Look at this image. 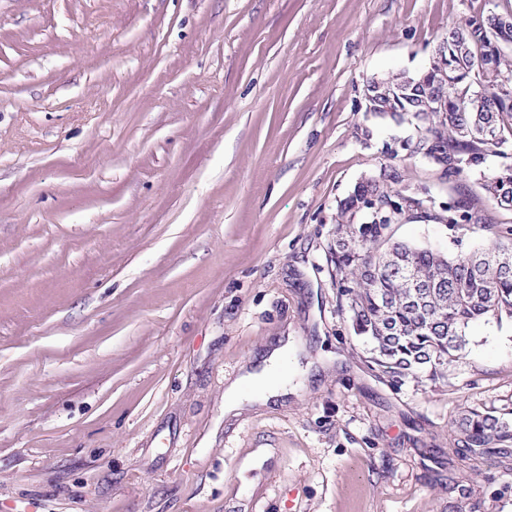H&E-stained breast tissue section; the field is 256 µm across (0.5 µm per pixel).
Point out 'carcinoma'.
<instances>
[{
  "label": "carcinoma",
  "instance_id": "1",
  "mask_svg": "<svg viewBox=\"0 0 512 512\" xmlns=\"http://www.w3.org/2000/svg\"><path fill=\"white\" fill-rule=\"evenodd\" d=\"M474 37L466 55L456 53L457 37ZM512 29H497L485 15L448 30L437 44L429 68L419 75L391 73L379 78L374 114L416 123L406 144L411 157L442 167V175H477L485 196L512 211V164L493 173L483 165L490 155L512 153ZM486 77L475 74L477 61ZM402 85L411 93L389 104ZM399 176L370 178L340 202L336 241L330 249L332 277L344 300L354 334L369 346L371 359L391 381L427 373L435 377L460 358L469 326L479 320L512 319V251L491 239L469 254L447 255L395 238L393 225L417 219L453 226L484 224L483 205L452 198L444 214L431 213L424 200L393 188ZM406 264L419 287L411 288L393 268ZM455 452L465 458L494 459L512 465V410L473 408L455 421Z\"/></svg>",
  "mask_w": 512,
  "mask_h": 512
}]
</instances>
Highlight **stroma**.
Segmentation results:
<instances>
[{"label":"stroma","instance_id":"1","mask_svg":"<svg viewBox=\"0 0 512 512\" xmlns=\"http://www.w3.org/2000/svg\"><path fill=\"white\" fill-rule=\"evenodd\" d=\"M503 2L0 0V512H512V470L450 434L512 407V319L396 385L329 262L365 178L436 213L483 197L408 158L365 84ZM486 215L395 235L511 245L512 212ZM287 335L288 395L225 414Z\"/></svg>","mask_w":512,"mask_h":512}]
</instances>
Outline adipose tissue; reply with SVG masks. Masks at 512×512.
Listing matches in <instances>:
<instances>
[{"mask_svg": "<svg viewBox=\"0 0 512 512\" xmlns=\"http://www.w3.org/2000/svg\"><path fill=\"white\" fill-rule=\"evenodd\" d=\"M293 339L282 340L279 346L274 347L262 359L254 362L251 368L235 381L231 382L224 393V411L232 413L241 409L243 405V389L247 386L256 387L262 402L286 396L288 390L284 382L278 377V367L281 357L293 348Z\"/></svg>", "mask_w": 512, "mask_h": 512, "instance_id": "obj_1", "label": "adipose tissue"}]
</instances>
